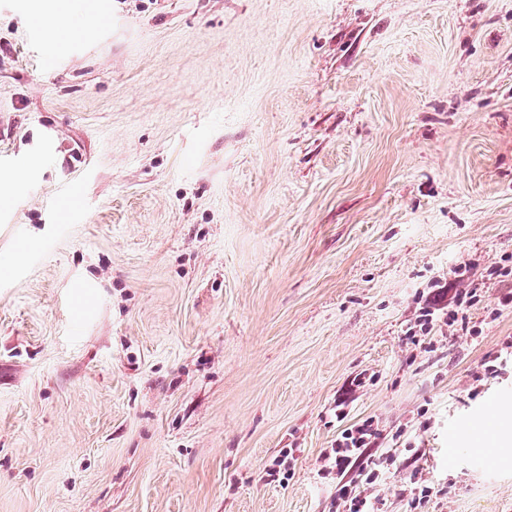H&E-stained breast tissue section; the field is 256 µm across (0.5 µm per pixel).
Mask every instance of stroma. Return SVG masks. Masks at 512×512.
<instances>
[{
	"mask_svg": "<svg viewBox=\"0 0 512 512\" xmlns=\"http://www.w3.org/2000/svg\"><path fill=\"white\" fill-rule=\"evenodd\" d=\"M100 3L0 0V512H328L368 418L381 512H512V0ZM445 289L444 287L436 288L427 296L426 306L420 308L415 328L419 327L423 336L430 335L436 327L442 330L443 326L453 331L468 333L472 331L468 326L466 312L480 300L478 285L470 283L467 288L456 289L446 305L442 303ZM382 431L372 418L344 429L331 448L321 454L320 472L336 480V493L331 501L330 512H377V496L367 494L358 484L377 487L390 473L396 462L392 455L375 459L369 448L378 445ZM358 470L359 480L347 476ZM335 475L336 477H333ZM294 454L291 452V449L288 450V454L284 455L282 459L275 461V463L264 470L262 479L267 481L268 484L276 483L279 484L284 483L285 480H288V474L291 473L296 461ZM405 487L408 489H401V492L404 494L406 491H409V495H411L410 504L413 509L425 507V505L430 501V497L434 492L432 483L419 476L418 472H412L409 475Z\"/></svg>",
	"mask_w": 512,
	"mask_h": 512,
	"instance_id": "stroma-1",
	"label": "stroma"
}]
</instances>
